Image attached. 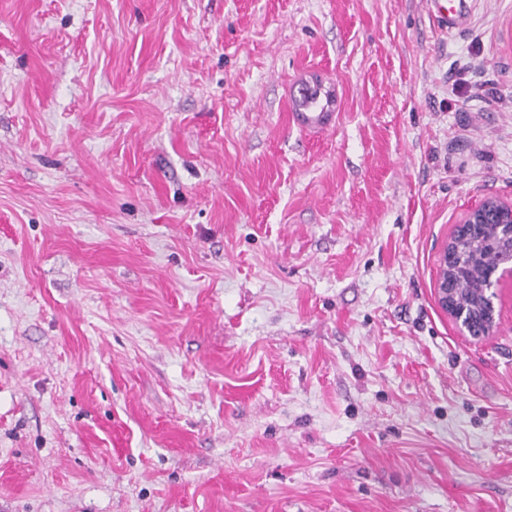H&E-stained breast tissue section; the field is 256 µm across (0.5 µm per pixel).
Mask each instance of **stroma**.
I'll list each match as a JSON object with an SVG mask.
<instances>
[{
	"label": "stroma",
	"instance_id": "stroma-1",
	"mask_svg": "<svg viewBox=\"0 0 512 512\" xmlns=\"http://www.w3.org/2000/svg\"><path fill=\"white\" fill-rule=\"evenodd\" d=\"M489 197L512 0H0V512H512ZM298 96L295 97V105L299 111L316 110L320 107V112H295V118L302 125L308 127H318L331 118V112H324L325 105L320 103L319 88H311L304 85L302 89L298 90ZM491 224H501L496 229L507 227L508 237H512L511 202L506 203L495 198L486 199L478 207L467 213L460 224H457L453 237L464 235L482 239L486 233H489V226ZM504 224H507V226ZM453 237L443 250L440 259L436 285L438 303L442 309L448 312L453 320L460 324L461 328L470 337L480 340L490 335L495 327V306L493 302L495 293L492 291V288L499 284L504 275H509L512 278L511 260L508 271L495 277L497 274L493 275L495 271H492L496 264L495 257L491 256L486 251V248L480 250L471 241L456 238L454 250H456L457 265L454 270L453 267L448 265V252L452 249ZM454 271L456 288H459L460 296L468 299L472 297L473 301L483 297L487 274L491 272L489 276L490 285L488 287L491 297L487 299L486 307H480L478 302L470 304L460 299L456 288H451ZM474 308L482 314V322L477 323L480 327L479 331L475 329V323L471 318L470 309Z\"/></svg>",
	"mask_w": 512,
	"mask_h": 512
}]
</instances>
